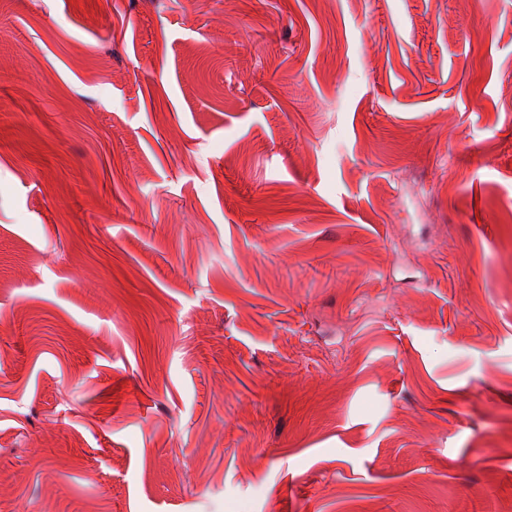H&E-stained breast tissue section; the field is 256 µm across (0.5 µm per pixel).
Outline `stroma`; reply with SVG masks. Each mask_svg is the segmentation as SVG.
<instances>
[{
	"mask_svg": "<svg viewBox=\"0 0 512 512\" xmlns=\"http://www.w3.org/2000/svg\"><path fill=\"white\" fill-rule=\"evenodd\" d=\"M0 512H512V0H0Z\"/></svg>",
	"mask_w": 512,
	"mask_h": 512,
	"instance_id": "35a3bbf8",
	"label": "stroma"
}]
</instances>
